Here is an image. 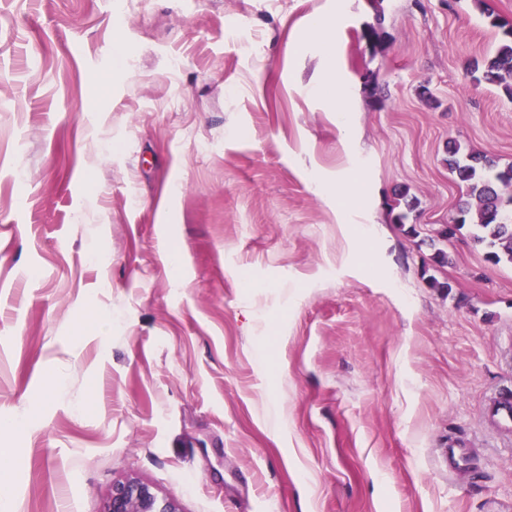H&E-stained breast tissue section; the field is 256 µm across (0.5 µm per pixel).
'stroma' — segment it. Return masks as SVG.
I'll return each mask as SVG.
<instances>
[{"label": "stroma", "mask_w": 512, "mask_h": 512, "mask_svg": "<svg viewBox=\"0 0 512 512\" xmlns=\"http://www.w3.org/2000/svg\"><path fill=\"white\" fill-rule=\"evenodd\" d=\"M501 39L475 0H0L12 512L130 475L182 512H512V264L438 238L448 145L512 164L469 70ZM330 60L346 130L308 93ZM356 158L344 212L314 183ZM488 416L505 429H512V393H501L495 396L488 408ZM473 456L472 448L450 446L443 448L441 463L448 470V476H452L458 470L469 468Z\"/></svg>", "instance_id": "stroma-1"}]
</instances>
